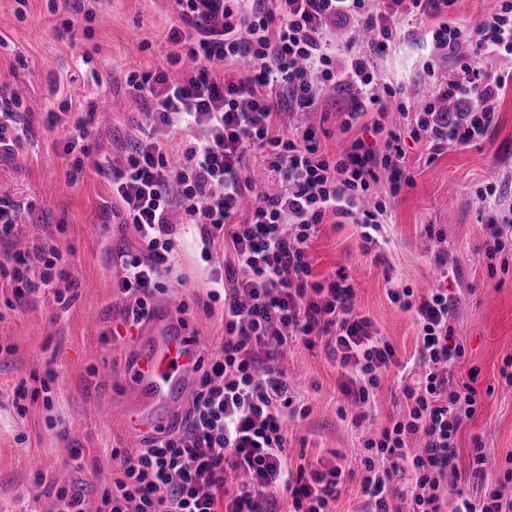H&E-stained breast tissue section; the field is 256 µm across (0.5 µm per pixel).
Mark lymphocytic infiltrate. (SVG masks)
Segmentation results:
<instances>
[{"mask_svg": "<svg viewBox=\"0 0 512 512\" xmlns=\"http://www.w3.org/2000/svg\"><path fill=\"white\" fill-rule=\"evenodd\" d=\"M181 22L168 41L173 62H185L179 77L130 73L129 94L154 117L155 131L131 141L122 156H104L94 167L110 184L121 210L112 218L133 225L144 248L120 256L118 285L130 303L127 317L141 324L155 294L164 292L176 248L173 214L200 227V257L210 263L214 244L226 249L223 267H212L211 300L224 302L225 335L199 360L198 386L187 423L146 438L136 452L113 451L118 474L104 482L95 506L77 488L57 490V512H273L279 492H288L292 512H329L347 473L339 466L290 467L285 415L297 401L278 359L288 347L324 344L342 367L340 389L357 409L362 426L380 375L395 356L373 321L360 313L348 276L328 282L312 278L307 247L330 215L363 229L371 240L386 214L383 201L365 209L374 184L413 182L400 132L383 133L382 150L358 138L336 154L322 149L314 127H284V109L315 111L329 87L356 85L363 100L341 113L350 131L379 103L380 84L371 56L393 37L389 17L368 0H176ZM351 18L378 30L369 53L337 69L328 52L330 25ZM440 52L460 43L488 55H512V0H503L483 28L444 22L432 31ZM249 58L245 77L218 75L216 63ZM503 79L462 62L445 96L470 108L440 114L433 104L404 112L410 135L440 151L485 140L495 117ZM182 140L177 165L168 152ZM262 152L282 189L258 192L248 174L252 152ZM371 200V199H370ZM61 254L50 240L29 237L14 252V266L0 263V276L25 282L29 291L55 288ZM412 289L391 292L394 302L415 312L425 385L405 387V403L379 436L365 438L361 464L364 512H401L392 499L410 503L409 512H512V469L493 474L483 449H475L467 470L455 459L457 434L479 408L471 384L454 385L451 369L464 350L453 343L458 302L437 288L412 303ZM421 447H413V440ZM481 484L471 491L470 480Z\"/></svg>", "mask_w": 512, "mask_h": 512, "instance_id": "1", "label": "lymphocytic infiltrate"}]
</instances>
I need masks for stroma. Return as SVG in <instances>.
<instances>
[{"label": "stroma", "instance_id": "35a3bbf8", "mask_svg": "<svg viewBox=\"0 0 512 512\" xmlns=\"http://www.w3.org/2000/svg\"><path fill=\"white\" fill-rule=\"evenodd\" d=\"M499 5L500 0H447L425 15L404 0L391 19L394 39L374 58L383 85L394 91L385 100L388 127L403 128L400 105L427 100L460 65L459 56H435L431 29L490 16ZM68 20L74 29L66 36ZM179 21L175 0H104L89 19L62 0H0V88L20 98L28 134L22 149L0 156V199L18 204L26 233L53 242L63 255L64 277L76 283L64 303L53 292H38L19 308L18 282L0 278V512H42L56 489L71 486L95 502L101 482L118 468L112 449L143 445L144 434L124 423L126 415L143 408L133 384L143 342L117 288L119 253L137 250L139 241L132 227L106 225L107 210L120 202L91 162L150 133L153 117L128 95L125 79L132 72L172 71L167 34ZM489 68L506 82L488 137L436 153L403 136L413 183L396 192L382 184L386 224L368 242L360 226L325 218L309 260L320 281L346 271L358 309L396 351L364 425L369 436L399 411L403 388L419 385L425 374L415 313L392 302L389 290L407 287L420 294L441 286L457 299L453 336L464 355L451 378L472 382L481 401L458 434L457 463L466 466L473 449L481 447L499 471L512 455V385L501 374L512 357V269L490 270L484 253L492 210L512 208V56L493 58ZM357 96V90L340 89L315 110L313 125L328 153L353 136L378 143L372 115L350 133L340 129L338 113L349 110ZM92 103L106 114L107 125L91 128V161L77 171L63 150L67 132L53 116L66 112L75 119ZM491 186L493 208L475 206L474 198ZM178 231L182 246L170 262L183 282L171 284L168 293L177 299L182 329L205 352L224 334V308L208 300V265L200 258L197 225L182 224ZM279 366L308 408L288 424L291 461L359 468L358 440L338 415L346 401L336 361L323 347L298 345ZM35 376L53 378L52 408L29 400L16 409L15 388ZM53 417L59 428L49 426ZM62 428L67 438L59 437Z\"/></svg>", "mask_w": 512, "mask_h": 512}]
</instances>
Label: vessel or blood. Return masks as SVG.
Masks as SVG:
<instances>
[{"mask_svg": "<svg viewBox=\"0 0 512 512\" xmlns=\"http://www.w3.org/2000/svg\"><path fill=\"white\" fill-rule=\"evenodd\" d=\"M145 342L134 374L137 391L151 403H172L175 383L186 379L195 368L196 345L178 330L168 306H159L145 324Z\"/></svg>", "mask_w": 512, "mask_h": 512, "instance_id": "obj_1", "label": "vessel or blood"}]
</instances>
